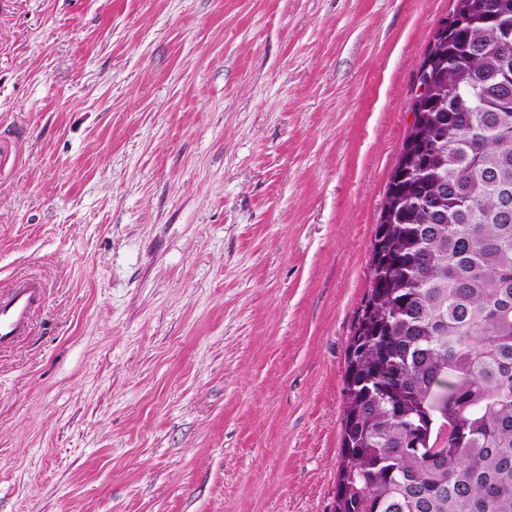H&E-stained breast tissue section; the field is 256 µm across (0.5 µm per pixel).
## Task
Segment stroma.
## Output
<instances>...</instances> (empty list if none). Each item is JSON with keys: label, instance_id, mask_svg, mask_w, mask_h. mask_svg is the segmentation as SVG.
Instances as JSON below:
<instances>
[{"label": "stroma", "instance_id": "obj_1", "mask_svg": "<svg viewBox=\"0 0 512 512\" xmlns=\"http://www.w3.org/2000/svg\"><path fill=\"white\" fill-rule=\"evenodd\" d=\"M452 0H0V512H332L345 356ZM42 287L33 278H23L0 293V347L28 333L32 316L42 301Z\"/></svg>", "mask_w": 512, "mask_h": 512}]
</instances>
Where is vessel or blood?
Returning a JSON list of instances; mask_svg holds the SVG:
<instances>
[{"instance_id": "1", "label": "vessel or blood", "mask_w": 512, "mask_h": 512, "mask_svg": "<svg viewBox=\"0 0 512 512\" xmlns=\"http://www.w3.org/2000/svg\"><path fill=\"white\" fill-rule=\"evenodd\" d=\"M41 301L40 283L27 277L0 293V347L11 345L27 334Z\"/></svg>"}]
</instances>
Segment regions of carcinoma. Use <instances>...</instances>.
<instances>
[{
  "label": "carcinoma",
  "mask_w": 512,
  "mask_h": 512,
  "mask_svg": "<svg viewBox=\"0 0 512 512\" xmlns=\"http://www.w3.org/2000/svg\"><path fill=\"white\" fill-rule=\"evenodd\" d=\"M452 13L372 241L332 512H512V0Z\"/></svg>",
  "instance_id": "cac0c4a2"
}]
</instances>
